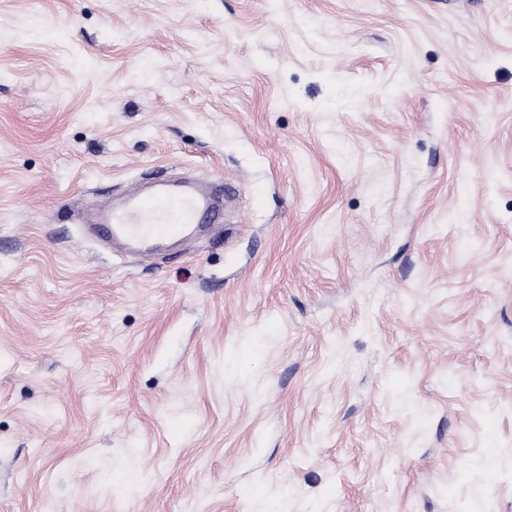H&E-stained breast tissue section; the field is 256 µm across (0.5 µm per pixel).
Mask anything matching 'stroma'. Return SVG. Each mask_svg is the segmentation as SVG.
I'll use <instances>...</instances> for the list:
<instances>
[{
	"mask_svg": "<svg viewBox=\"0 0 512 512\" xmlns=\"http://www.w3.org/2000/svg\"><path fill=\"white\" fill-rule=\"evenodd\" d=\"M0 512H512V0H0ZM212 189L194 183L172 188L164 184L152 192L133 189L120 206L97 208L83 217L95 226L100 239L153 249L174 240L189 239L202 215L214 212Z\"/></svg>",
	"mask_w": 512,
	"mask_h": 512,
	"instance_id": "stroma-1",
	"label": "stroma"
}]
</instances>
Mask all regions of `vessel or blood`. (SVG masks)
<instances>
[{
	"mask_svg": "<svg viewBox=\"0 0 512 512\" xmlns=\"http://www.w3.org/2000/svg\"><path fill=\"white\" fill-rule=\"evenodd\" d=\"M210 186L194 183L152 192L131 190L124 204L102 207L84 217L104 241L153 249L174 240L189 239L202 215L214 212Z\"/></svg>",
	"mask_w": 512,
	"mask_h": 512,
	"instance_id": "b4317fda",
	"label": "vessel or blood"
}]
</instances>
